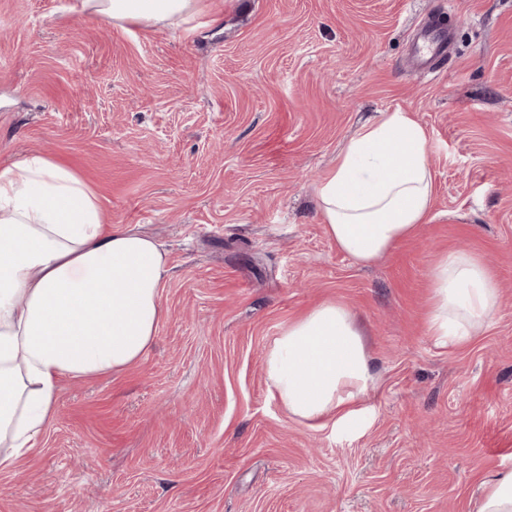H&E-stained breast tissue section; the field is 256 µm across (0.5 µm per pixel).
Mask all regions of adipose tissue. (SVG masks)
<instances>
[{"mask_svg": "<svg viewBox=\"0 0 512 512\" xmlns=\"http://www.w3.org/2000/svg\"><path fill=\"white\" fill-rule=\"evenodd\" d=\"M70 12L157 25L195 14L197 0H73ZM427 133L407 113L383 114L351 139L316 187L326 235L360 264L384 257L428 221ZM166 251L139 231L108 227L74 171L42 155L0 164V469L34 448L55 413L61 378L117 373L153 346L166 316ZM430 334L462 344L499 308L478 256L451 251L432 269ZM269 388L311 428L348 424L375 375L350 310L326 302L274 338Z\"/></svg>", "mask_w": 512, "mask_h": 512, "instance_id": "1", "label": "adipose tissue"}]
</instances>
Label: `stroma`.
<instances>
[{
    "instance_id": "35a3bbf8",
    "label": "stroma",
    "mask_w": 512,
    "mask_h": 512,
    "mask_svg": "<svg viewBox=\"0 0 512 512\" xmlns=\"http://www.w3.org/2000/svg\"><path fill=\"white\" fill-rule=\"evenodd\" d=\"M0 0V163L42 153L108 225L168 252L166 317L127 370L62 379L0 512H475L512 468V0H200L192 31ZM439 23V74L411 61ZM427 132V224L370 265L339 251L319 180L384 113ZM482 257L498 312L429 333L431 270ZM365 331V413L313 430L265 353L324 302Z\"/></svg>"
}]
</instances>
